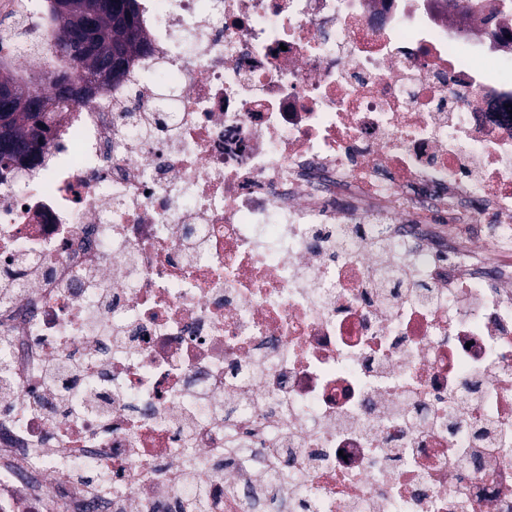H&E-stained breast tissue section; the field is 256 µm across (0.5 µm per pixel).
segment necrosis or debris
I'll return each instance as SVG.
<instances>
[{"mask_svg":"<svg viewBox=\"0 0 512 512\" xmlns=\"http://www.w3.org/2000/svg\"><path fill=\"white\" fill-rule=\"evenodd\" d=\"M138 2L0 172V512H512V23Z\"/></svg>","mask_w":512,"mask_h":512,"instance_id":"4bbe7bcc","label":"necrosis or debris"}]
</instances>
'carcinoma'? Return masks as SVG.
Returning <instances> with one entry per match:
<instances>
[{
	"instance_id": "1",
	"label": "carcinoma",
	"mask_w": 512,
	"mask_h": 512,
	"mask_svg": "<svg viewBox=\"0 0 512 512\" xmlns=\"http://www.w3.org/2000/svg\"><path fill=\"white\" fill-rule=\"evenodd\" d=\"M49 18L58 29L53 38L46 42L31 43L30 49L38 54L49 56L55 67L48 71L34 74L30 77L28 85H16L18 96L35 91L40 92V86L50 83L56 90V96L63 102H79L86 97L88 90L100 84L107 66V58L111 53L121 57L119 72L112 73V80L116 81L125 74L131 55L144 47L139 30L138 10L136 0H128V9L119 14L100 11L89 35V43L93 50L82 53L80 61H75L66 48L73 40L74 29L77 22L73 16H62L48 8ZM64 76L74 88V92L67 96L64 94L57 77ZM42 111L20 112L12 117L8 126V134L21 145V150L12 154H0V168L8 169L15 162L31 158L36 150L38 138L48 129L47 121L50 118L49 99L40 96Z\"/></svg>"
}]
</instances>
